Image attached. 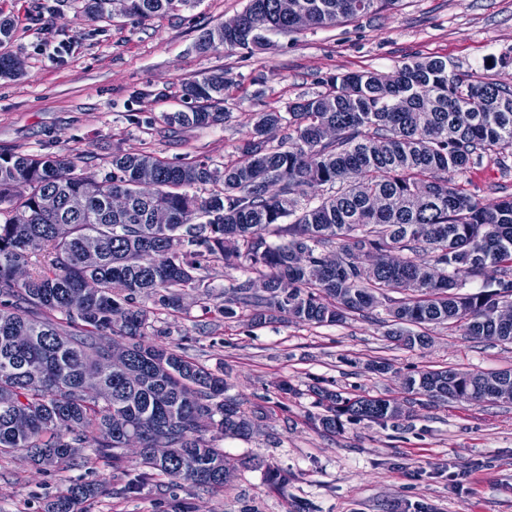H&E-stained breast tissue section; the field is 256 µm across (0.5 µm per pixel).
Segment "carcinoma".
I'll return each mask as SVG.
<instances>
[{"label":"carcinoma","mask_w":512,"mask_h":512,"mask_svg":"<svg viewBox=\"0 0 512 512\" xmlns=\"http://www.w3.org/2000/svg\"><path fill=\"white\" fill-rule=\"evenodd\" d=\"M191 0H125L124 14L150 19ZM278 0H248L243 27L205 30L196 49L252 54L272 33L296 31ZM312 25H336L392 8L397 0H294ZM108 0H86L80 20H109ZM15 22L0 15V47ZM14 55L0 53V80L22 77ZM224 72L183 85L187 109L160 120L181 128L223 121L211 111L224 100ZM327 90L302 99L288 114L262 112L238 160L168 162L147 153L112 155L102 180L75 172L52 155L0 154V457L24 452L39 467L86 458L123 469L116 493L129 495L164 477L175 486L224 487L234 465L208 434L245 437L253 422L224 396V373L210 371L184 348L148 339L138 303L180 306L186 290L206 287L200 272L214 261L257 276L235 279L227 319L252 311L262 323L286 317L336 324L384 307L387 336L427 346L431 325L512 344V324L493 310L512 300V196L492 206L457 181L491 153L512 149V85L470 81L438 58L411 60L392 73L348 72L324 79ZM288 136L274 142V133ZM210 186L205 196L196 186ZM333 193L302 202L305 189ZM28 193L19 194L20 187ZM114 192L127 207L114 211ZM169 212L156 224L153 213ZM294 217L288 241L268 229ZM336 246L344 264L328 262ZM400 253L393 259V253ZM32 267L16 279L20 267ZM481 281L475 292L466 284ZM397 290L401 298L388 292ZM512 370H423L404 388L434 400L493 399L494 384ZM319 423L336 432L347 421H395L398 404L321 390ZM139 444L126 459V442ZM167 448L164 458L155 449ZM108 492L79 482L49 505L78 506Z\"/></svg>","instance_id":"1"}]
</instances>
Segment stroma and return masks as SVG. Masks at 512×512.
<instances>
[{
    "instance_id": "35a3bbf8",
    "label": "stroma",
    "mask_w": 512,
    "mask_h": 512,
    "mask_svg": "<svg viewBox=\"0 0 512 512\" xmlns=\"http://www.w3.org/2000/svg\"><path fill=\"white\" fill-rule=\"evenodd\" d=\"M248 0H196L148 19L114 15L75 25L84 0H0L16 21L12 54L26 74L0 82V153L55 155L101 179L113 154L151 153L170 162L196 157L234 161L257 113L325 92L324 78L345 72L392 73L414 57L447 60L485 82L512 83V0H399L395 9L332 27L271 35L254 56L220 49L198 53L202 32L232 19ZM222 71L229 78L221 111L228 120L171 127L164 112L183 109L182 85ZM483 205L512 196V150L484 159L460 177ZM208 292L186 291L179 310L156 317L166 343L200 365L223 370L226 395L253 414L248 437L217 439L238 467L223 489L173 486L159 477L130 495H103L85 512H512V402L429 400L402 387L421 370L512 369V344L475 339L459 327L431 329L423 348L388 335L376 308L336 325L215 311L237 271L211 263ZM389 372L370 371L371 363ZM373 395L407 414L384 425L345 423L322 430L316 389ZM263 459L260 468L248 458ZM288 471L286 487L267 469ZM102 461L63 463L36 472L25 453L0 458V512H44L76 481H111Z\"/></svg>"
}]
</instances>
